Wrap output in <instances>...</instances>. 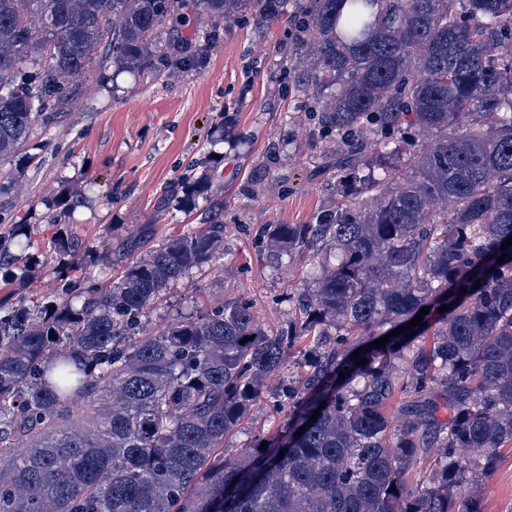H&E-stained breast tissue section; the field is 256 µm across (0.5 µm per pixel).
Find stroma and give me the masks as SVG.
Instances as JSON below:
<instances>
[{"label": "stroma", "instance_id": "35a3bbf8", "mask_svg": "<svg viewBox=\"0 0 512 512\" xmlns=\"http://www.w3.org/2000/svg\"><path fill=\"white\" fill-rule=\"evenodd\" d=\"M287 28H257L246 20L226 32L198 69L171 75L124 72L113 85L96 71L83 78L78 101L33 125L21 166L0 165V178L20 176L19 192L0 196V223L36 225L48 238L51 201L76 202L69 232L120 247L149 229L147 247L184 233L179 202L186 182L219 157L224 182V251L210 269L191 270L147 311L149 332L194 313L215 297L248 302L267 328L287 327L308 256L278 265L264 224H309L333 199L326 142L298 112L282 70ZM265 389L225 453L275 435L285 422ZM485 512H512V454L485 485Z\"/></svg>", "mask_w": 512, "mask_h": 512}]
</instances>
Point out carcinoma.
Returning a JSON list of instances; mask_svg holds the SVG:
<instances>
[{"instance_id":"carcinoma-1","label":"carcinoma","mask_w":512,"mask_h":512,"mask_svg":"<svg viewBox=\"0 0 512 512\" xmlns=\"http://www.w3.org/2000/svg\"><path fill=\"white\" fill-rule=\"evenodd\" d=\"M191 1L202 42L181 34ZM247 15L288 23V89L334 136L336 203L260 232L281 261L312 248L297 319L274 333L218 302L147 333L146 310L224 249L214 169L191 186L207 219L118 279L63 264L51 292L0 304V512H483L512 451V0H0V162L74 102L104 40L100 81L170 74ZM30 249L99 252L17 221L3 280L26 287ZM301 343L281 433L226 454ZM78 403L92 423L61 425Z\"/></svg>"}]
</instances>
